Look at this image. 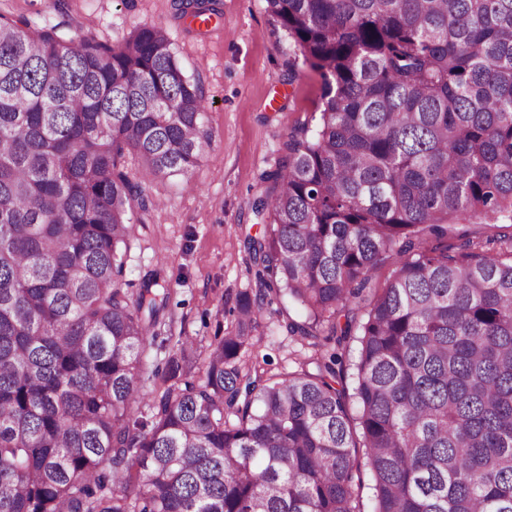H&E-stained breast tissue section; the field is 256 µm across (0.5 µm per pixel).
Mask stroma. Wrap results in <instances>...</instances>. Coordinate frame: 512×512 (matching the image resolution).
Segmentation results:
<instances>
[{
	"label": "stroma",
	"mask_w": 512,
	"mask_h": 512,
	"mask_svg": "<svg viewBox=\"0 0 512 512\" xmlns=\"http://www.w3.org/2000/svg\"><path fill=\"white\" fill-rule=\"evenodd\" d=\"M221 10L199 28L175 19L171 0H0V12L69 38L90 30L117 45L142 25L163 27L186 74L201 83L211 156L188 176L147 183L155 207L133 228L122 286L136 292L157 274L171 290L173 335L203 347L234 330L237 296L256 285L244 241L263 230L251 209L265 190L261 175L282 155L289 132L311 122L321 95L320 77L306 66L289 80L294 49L266 0H221ZM294 312L284 298L267 305L260 321L251 354L267 359L271 372L294 371L308 352L288 334Z\"/></svg>",
	"instance_id": "obj_1"
}]
</instances>
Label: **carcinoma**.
Instances as JSON below:
<instances>
[{"mask_svg": "<svg viewBox=\"0 0 512 512\" xmlns=\"http://www.w3.org/2000/svg\"><path fill=\"white\" fill-rule=\"evenodd\" d=\"M266 2L321 103L253 203L256 293L200 356L161 336L157 275L120 282L144 183L208 160L203 87L161 27L111 45L0 12V512H360L365 471L373 512H512V232L448 245L512 224V0ZM280 296L312 354L270 375L247 353ZM353 334L349 386L320 340ZM454 226L453 232L448 234V245L458 246L465 239L485 240L499 236V234L510 232V228H504L505 224H487L479 220L461 221ZM465 235V237H461ZM157 345L152 348L151 355L147 361L146 365V375H145V390L151 391L153 389H158L161 380L158 377L154 376V371L156 368L162 369L166 359L168 358L169 351L172 349L173 343L170 345Z\"/></svg>", "mask_w": 512, "mask_h": 512, "instance_id": "1", "label": "carcinoma"}]
</instances>
